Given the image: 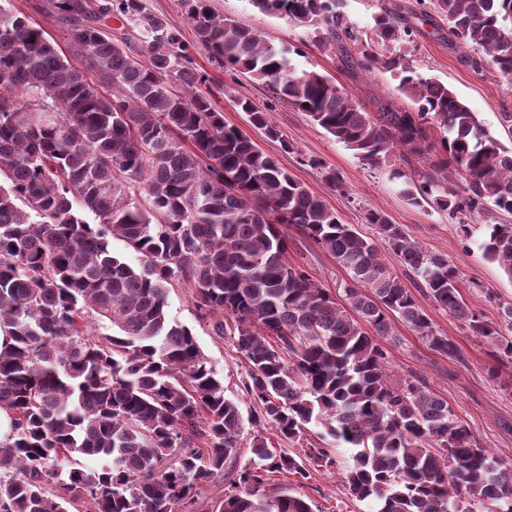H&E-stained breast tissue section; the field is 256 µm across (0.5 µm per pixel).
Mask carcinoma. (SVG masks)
Returning a JSON list of instances; mask_svg holds the SVG:
<instances>
[{"mask_svg":"<svg viewBox=\"0 0 512 512\" xmlns=\"http://www.w3.org/2000/svg\"><path fill=\"white\" fill-rule=\"evenodd\" d=\"M268 15L321 30L352 69H402L414 111L367 112L336 80L297 72L290 50L183 0L195 46L143 0H50L81 65L11 0L0 3V512H314L270 476L342 470L345 494L374 512H512V467L421 376L388 373L382 340L401 321L434 352L462 360L415 293L491 347L495 377L512 364V304L492 320L465 301L448 255L423 249L400 224L366 220L404 268L391 274L377 244L237 127L224 124L192 51L265 85L372 167L394 151L440 149L402 193L448 212L460 231L483 219V257L512 277V148L481 128L448 88L411 70L390 43L414 36L385 9L381 50L353 56L360 36L343 0H250ZM448 47H471L476 68L512 83V0H435ZM137 31L114 40L110 22ZM250 125L265 112L235 101ZM339 195L336 172L319 160ZM454 175L459 191L442 188ZM297 236L348 275L338 297L289 259ZM139 257L129 265L112 241ZM192 289L197 317L243 359L252 404L243 415L192 330L169 317L168 292ZM270 428L240 453L244 422ZM322 428L317 442L310 426ZM224 494L199 502L214 475Z\"/></svg>","mask_w":512,"mask_h":512,"instance_id":"cac0c4a2","label":"carcinoma"}]
</instances>
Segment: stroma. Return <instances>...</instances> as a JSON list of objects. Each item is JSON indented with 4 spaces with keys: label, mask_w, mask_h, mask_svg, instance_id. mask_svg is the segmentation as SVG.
<instances>
[{
    "label": "stroma",
    "mask_w": 512,
    "mask_h": 512,
    "mask_svg": "<svg viewBox=\"0 0 512 512\" xmlns=\"http://www.w3.org/2000/svg\"><path fill=\"white\" fill-rule=\"evenodd\" d=\"M16 9L41 26L68 58L76 53L70 48V35L51 11L48 0H12ZM217 14L261 32L274 44L291 50V60L298 70H315L342 85L369 112L392 104L411 110L413 99L400 90L401 70L377 69L370 73H350L337 50L318 48L319 31L295 26L289 21L256 10L250 0H210ZM394 12L399 22L415 20L422 7L418 0H345L344 12L351 26L359 32L369 31L375 16L382 10ZM404 63L419 73L448 85L471 110L481 125L512 147V132L501 115L512 113V84L504 82L491 68L475 69L467 62L472 51L463 47L450 49L437 37L432 24L421 25L411 39L395 42ZM198 64L207 72L210 86L229 85L230 94H217L216 105L224 113L227 125L248 132L259 148L274 156L279 164L311 191L324 198L343 223L353 225L363 236L377 238V228L366 220L368 211L385 215L391 223L403 225L423 248L447 253L459 270L462 294L470 308L486 317L497 318L500 303L512 302V277L482 256L481 244L487 237L482 221H474L469 236H461L447 213L428 206L416 207L404 198L402 180L393 178L394 170H404L407 177L420 179L429 161L420 157L403 164L393 159L390 166L373 168L353 151L334 141L323 129L312 124L306 115L275 97L264 85L233 71L219 68L207 54H197ZM250 100L264 111L276 137L251 128L245 113L236 107L235 98ZM322 160L346 185L348 196H340L324 182L320 170L302 165V158ZM290 258L303 267L311 279L330 292L342 293L348 276L329 254L309 241L295 239ZM169 314L175 321L192 329L216 372L224 379L225 394L239 402L243 410L251 403L241 380L245 368L228 338L214 334L208 323L197 321L191 289L174 286L169 290ZM436 331L452 337L462 349V361H455L432 350L402 323H395V341L386 342L391 375L404 379L410 374L423 376L431 389L445 397L470 425L484 447L512 464V370L501 369L490 377L492 360L483 340L470 336L455 318L423 300ZM313 502L315 512H368L366 504L351 501L343 492L339 472H324L302 489Z\"/></svg>",
    "instance_id": "stroma-1"
}]
</instances>
